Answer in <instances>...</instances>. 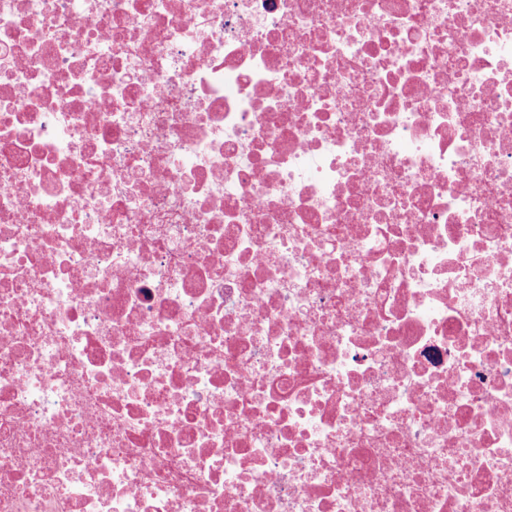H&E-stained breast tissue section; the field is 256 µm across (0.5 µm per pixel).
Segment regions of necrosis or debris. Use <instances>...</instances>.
Masks as SVG:
<instances>
[{"mask_svg":"<svg viewBox=\"0 0 512 512\" xmlns=\"http://www.w3.org/2000/svg\"><path fill=\"white\" fill-rule=\"evenodd\" d=\"M0 512H512V0H0Z\"/></svg>","mask_w":512,"mask_h":512,"instance_id":"necrosis-or-debris-1","label":"necrosis or debris"}]
</instances>
